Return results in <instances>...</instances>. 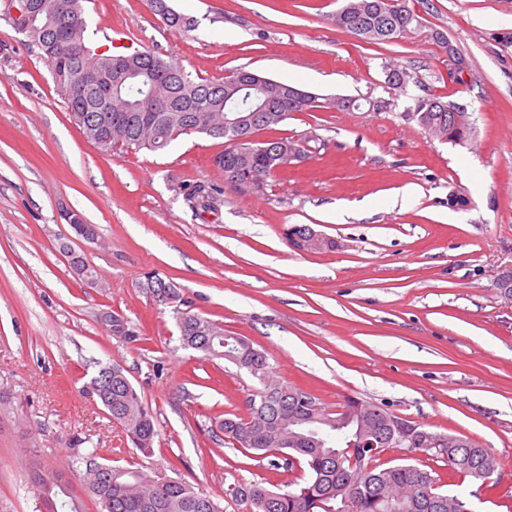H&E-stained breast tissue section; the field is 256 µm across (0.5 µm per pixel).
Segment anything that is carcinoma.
<instances>
[{
  "label": "carcinoma",
  "mask_w": 512,
  "mask_h": 512,
  "mask_svg": "<svg viewBox=\"0 0 512 512\" xmlns=\"http://www.w3.org/2000/svg\"><path fill=\"white\" fill-rule=\"evenodd\" d=\"M39 10L34 25L23 35L41 51L50 66L59 91L65 96L72 117L82 128L105 137L104 150L120 148L136 152L147 149L162 152L179 136L205 134L224 140L219 168L224 172V186L230 190L262 193L268 180L278 171L305 158L306 141L279 137L283 153L266 150V143L250 144L241 153L233 142L245 134L274 131L295 112H311L322 107L313 93L296 96V86L278 82L271 91L273 105L266 118L249 121L258 104L256 95L236 88L230 77L192 76L182 66L166 60L152 50L144 51L143 70L147 88L122 87L112 96V111L97 108V96L78 81L83 63L91 62L80 48L90 49L87 25L81 0H72V13H59L56 0H24ZM162 0H147L148 8L170 28L180 29L189 22L175 10L159 12ZM416 14L409 0H343L333 20L338 28L369 44L392 43L408 34ZM384 84L404 88L410 74L396 67L383 66ZM462 113V123L455 126L448 109ZM235 112L246 118L235 127L225 124L224 117ZM412 116L431 136L453 145L468 142L473 121L466 105L432 96L416 100ZM220 190L207 183L192 187L189 199L197 206L216 199ZM312 228L295 225L288 229V241L296 248L308 244L306 251L331 250L335 241L321 238L308 243ZM70 269L86 281H98L97 275L78 254L70 257ZM99 319L109 325L112 335L134 337L124 319L104 311ZM176 324L182 345L209 357L224 358L246 369L263 385L247 401V413L226 417L219 423L224 438L232 444L262 455L283 444L281 457L288 468L300 466L307 472L304 484L288 490H272L262 483L236 486L232 496L250 506V512H347V502L355 503V512H469L464 493L444 491L440 478L411 464L382 468L367 473L358 470L352 460L365 448L360 441L382 438L388 448L390 429L387 421L394 414L384 406L347 398L336 411L320 406L318 399L301 388L275 383L272 367L265 352L253 347L243 336L227 333L224 327L189 310L177 312ZM102 369L86 384L113 422L119 424L136 448L151 452L158 431L154 417L122 369L115 368L112 381ZM410 447L420 448L433 457L445 458L448 477L462 474L471 481L489 479L494 487L500 478L499 466L488 449L462 437H447L445 451L432 449L436 433L425 426L406 421ZM85 439H72L74 463L83 471L84 486L98 506V512H221L214 500L196 490L180 477L158 469L113 466L98 460L95 452L84 448ZM29 483L45 512H84L81 501L70 493L66 475L49 473L33 462Z\"/></svg>",
  "instance_id": "1"
}]
</instances>
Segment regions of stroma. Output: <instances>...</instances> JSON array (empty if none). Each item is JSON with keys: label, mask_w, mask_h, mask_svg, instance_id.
Here are the masks:
<instances>
[{"label": "stroma", "mask_w": 512, "mask_h": 512, "mask_svg": "<svg viewBox=\"0 0 512 512\" xmlns=\"http://www.w3.org/2000/svg\"><path fill=\"white\" fill-rule=\"evenodd\" d=\"M192 22L172 29L145 0H83L92 48L150 49L204 77L245 68L319 97L356 98L350 111L297 112L278 133L307 141L302 162L265 194L224 193L191 209L184 191L223 186L224 142L181 136L165 152L104 153L82 134L36 47L0 21V512H38L29 449L68 471L85 512H97L72 471L69 442L101 458L154 466L209 494L222 512H248L229 488L303 483L302 469L225 442L217 424L245 415L259 387L246 370L183 348L171 306L143 284L173 283L193 312L265 351L273 378L326 409L351 397L496 457L502 481L471 495L472 512H512V0H430L406 37L372 45L332 20L341 0H167ZM447 35L467 60L448 81ZM406 70L386 87L383 65ZM445 96L473 113L462 146L428 135L410 111ZM388 101L383 110L373 101ZM467 207L448 206L449 193ZM77 211L98 237L77 238ZM309 225L335 240L317 253L285 232ZM100 285L80 287L65 248ZM109 309L136 338L98 320ZM117 366L152 411V455L136 449L85 389Z\"/></svg>", "instance_id": "1"}]
</instances>
